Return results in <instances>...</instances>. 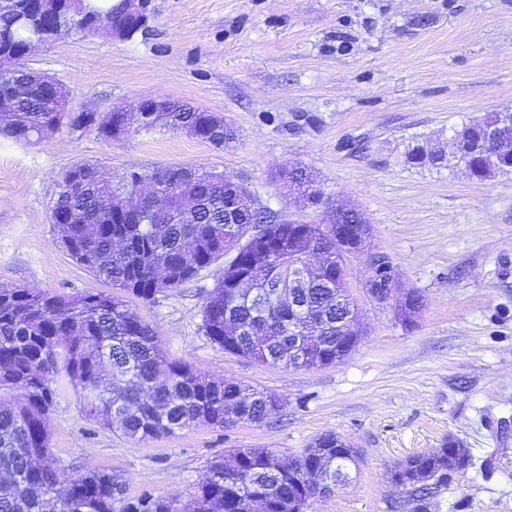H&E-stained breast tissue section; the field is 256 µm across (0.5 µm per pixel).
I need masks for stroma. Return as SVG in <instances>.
I'll return each instance as SVG.
<instances>
[{"instance_id": "1", "label": "stroma", "mask_w": 512, "mask_h": 512, "mask_svg": "<svg viewBox=\"0 0 512 512\" xmlns=\"http://www.w3.org/2000/svg\"><path fill=\"white\" fill-rule=\"evenodd\" d=\"M26 65L64 85L72 112L179 99L222 116L236 139L105 141L66 125L37 142L1 138L0 286L106 290L51 224L63 174L84 162L117 174L204 167L283 219L317 224L326 206H344L373 229L348 262L361 336L331 365L261 364L211 343L200 310L220 260L153 301L131 299L170 357L276 395L267 422L133 441L90 421L62 385L49 418L54 462L121 474L129 498L184 504L227 449L287 460L333 432L356 449L358 471L305 512H404L393 467L453 437L471 463L431 512H512V172L479 181L448 155L456 129L512 109V0H150L134 37L65 35ZM296 166L314 174L322 206L301 207L280 179ZM380 258L396 286L384 303L364 290ZM409 290L422 308L405 325L396 313Z\"/></svg>"}]
</instances>
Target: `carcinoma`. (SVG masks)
<instances>
[{
	"label": "carcinoma",
	"mask_w": 512,
	"mask_h": 512,
	"mask_svg": "<svg viewBox=\"0 0 512 512\" xmlns=\"http://www.w3.org/2000/svg\"><path fill=\"white\" fill-rule=\"evenodd\" d=\"M34 0H0V51L17 50L47 30L49 21L33 13ZM125 0L110 6L82 3L76 9L106 22L123 17ZM19 85L12 112L0 114V136L39 140L47 124L67 117L57 90L37 80L20 62L0 67V93ZM74 129L93 126L104 140L124 113H80ZM483 122L499 128L512 145V125L500 113ZM201 129L202 140L216 147L234 138L224 119L187 103L177 112H147L139 132ZM155 172L129 170L120 177L94 164H82L62 177L57 201L65 217L52 218L65 251L113 292L79 296L38 288H0V512H174L171 500L145 494L124 497L120 476L88 470L80 474L57 466L50 457L47 419L55 402L57 380L76 392L86 417L100 427L134 440L172 435L203 424L224 428L239 416L261 424L269 419L265 393L247 385L206 377L162 349L158 332L132 309L126 297L152 300L194 279L225 257L224 238L237 225L224 215L251 208L224 173L172 167L168 179L135 203L136 186ZM252 227L296 256L276 252L255 260L232 288L220 279L201 310L202 331L225 351L272 365H291L288 344L292 303L306 305L300 320L313 340L319 365L336 362V306L354 303L336 289V260L310 245L327 247L324 224L307 225L299 234L294 222H274L270 212L252 214ZM453 440L432 455L417 454L398 464L410 489L409 512H429L430 500L448 486V473L437 462L448 460ZM355 448L334 433L314 442L286 464L273 451L232 448L211 462L184 512H295L292 503L324 483L344 487L357 467Z\"/></svg>",
	"instance_id": "carcinoma-1"
}]
</instances>
